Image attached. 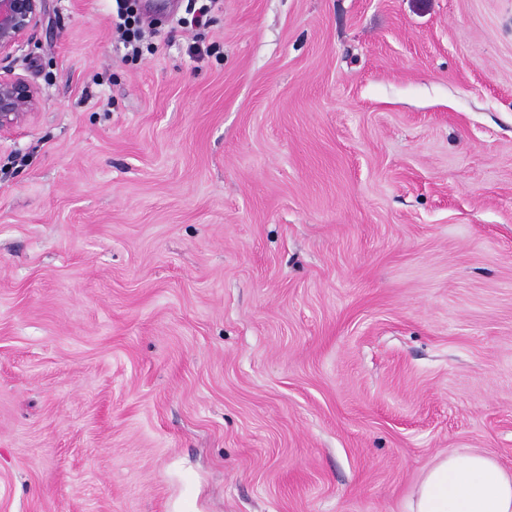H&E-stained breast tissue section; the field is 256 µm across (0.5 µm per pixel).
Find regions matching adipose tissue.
Masks as SVG:
<instances>
[{
    "mask_svg": "<svg viewBox=\"0 0 512 512\" xmlns=\"http://www.w3.org/2000/svg\"><path fill=\"white\" fill-rule=\"evenodd\" d=\"M409 512H512V473L486 454L450 451L427 469Z\"/></svg>",
    "mask_w": 512,
    "mask_h": 512,
    "instance_id": "obj_1",
    "label": "adipose tissue"
}]
</instances>
